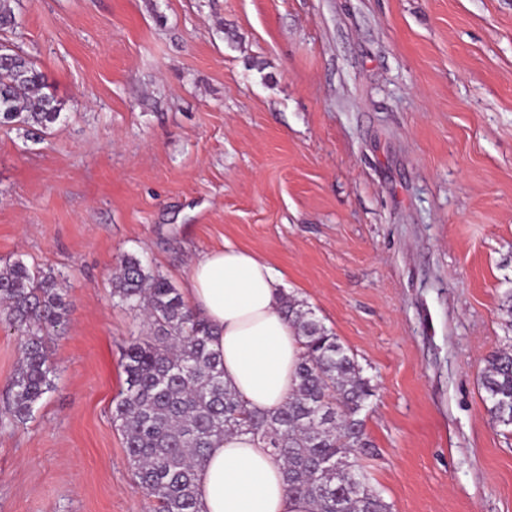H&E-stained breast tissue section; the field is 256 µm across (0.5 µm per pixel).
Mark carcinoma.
Returning a JSON list of instances; mask_svg holds the SVG:
<instances>
[{"label":"carcinoma","mask_w":512,"mask_h":512,"mask_svg":"<svg viewBox=\"0 0 512 512\" xmlns=\"http://www.w3.org/2000/svg\"><path fill=\"white\" fill-rule=\"evenodd\" d=\"M16 0H0V30L16 24ZM44 74L23 51L0 44V126L46 131L63 104L45 92ZM112 299L142 310L152 338L123 350L126 388L113 410L132 475L156 512H199L196 471L207 450L235 431L267 444L286 465L290 493L312 512H393L365 481L358 459L372 447L359 413L372 396L370 381L336 335L296 298L283 312L304 348L298 384L288 401L256 413L230 385L210 348L213 327L187 307L178 289L141 256H121ZM0 310L22 336V357L1 422L29 419L54 387L56 368L45 339L66 323L67 289L53 268L16 259L0 266ZM481 385L491 417L512 425V345L485 359Z\"/></svg>","instance_id":"cac0c4a2"}]
</instances>
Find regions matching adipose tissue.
Returning a JSON list of instances; mask_svg holds the SVG:
<instances>
[{"instance_id": "adipose-tissue-1", "label": "adipose tissue", "mask_w": 512, "mask_h": 512, "mask_svg": "<svg viewBox=\"0 0 512 512\" xmlns=\"http://www.w3.org/2000/svg\"><path fill=\"white\" fill-rule=\"evenodd\" d=\"M278 279L261 255L224 245L196 258L187 302L213 325L211 347L221 357L224 380L248 408L282 406L298 383L303 347L281 313ZM199 512H310L291 495L283 460L249 433L226 435L197 471Z\"/></svg>"}]
</instances>
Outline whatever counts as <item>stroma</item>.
Wrapping results in <instances>:
<instances>
[{"mask_svg":"<svg viewBox=\"0 0 512 512\" xmlns=\"http://www.w3.org/2000/svg\"><path fill=\"white\" fill-rule=\"evenodd\" d=\"M1 31L62 116L0 126V264L65 277L53 390L0 426V512H154L112 409L150 325L126 253L178 290L263 255L373 386L360 464L393 512H512V0H21ZM481 385L490 403L491 417L503 425H512V345L486 357Z\"/></svg>","mask_w":512,"mask_h":512,"instance_id":"stroma-1","label":"stroma"}]
</instances>
